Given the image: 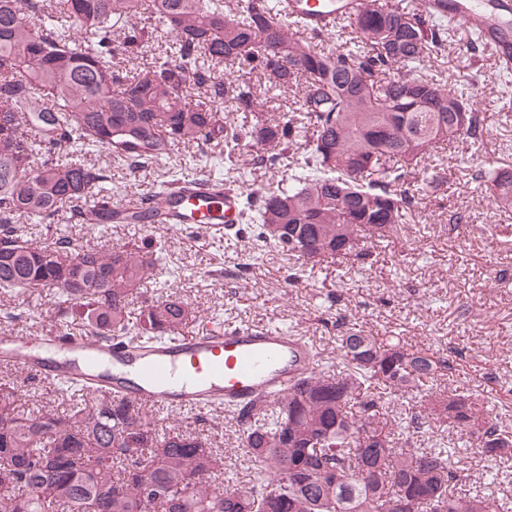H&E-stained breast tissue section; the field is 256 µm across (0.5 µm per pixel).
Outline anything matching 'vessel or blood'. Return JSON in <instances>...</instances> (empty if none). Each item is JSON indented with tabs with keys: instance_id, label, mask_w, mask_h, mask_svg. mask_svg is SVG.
Masks as SVG:
<instances>
[{
	"instance_id": "obj_1",
	"label": "vessel or blood",
	"mask_w": 512,
	"mask_h": 512,
	"mask_svg": "<svg viewBox=\"0 0 512 512\" xmlns=\"http://www.w3.org/2000/svg\"><path fill=\"white\" fill-rule=\"evenodd\" d=\"M361 0H282L283 12L301 32H332L337 15L356 13ZM165 231L202 222L232 229L237 196L202 180L192 192L173 189L163 202ZM309 342L275 326L224 327L208 323L201 333L147 346L104 349L84 338L51 329L26 343L0 336V362L55 381L75 377L100 391H121L156 410L201 412L239 408L287 391L310 369Z\"/></svg>"
}]
</instances>
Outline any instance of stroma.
<instances>
[{"mask_svg": "<svg viewBox=\"0 0 512 512\" xmlns=\"http://www.w3.org/2000/svg\"><path fill=\"white\" fill-rule=\"evenodd\" d=\"M453 28L455 36L439 52L434 68L447 77L449 87L476 95L486 135L477 148L453 144L450 155L512 165V117L502 108L512 71L470 45L468 23L457 21ZM173 163L136 171L111 167L112 190L124 197L155 189L170 179ZM455 211L469 214L471 223L450 224ZM25 231L39 244L61 233L98 247L153 238L166 261L185 266L182 276L164 272L160 278L168 294L194 309L196 319L186 328L190 335L212 318L228 326L273 323L309 339L323 364L335 371L344 368L336 337L352 326L402 336L413 347L429 342L437 352L454 348V381L496 404L499 423L512 429V211L496 210L473 191L461 170H452L447 184L419 199L397 234L371 248L366 258H329L302 272L295 258L277 250L245 264L252 243L247 233L215 238L202 224L169 233L137 224H70L62 219L29 224ZM63 303L62 296L46 292L0 298V313L22 315L12 324L0 321V334L41 335L55 327ZM155 422L206 433L229 455L240 446L236 417L218 410L201 416L160 413ZM441 435L459 444V433L445 429ZM458 458L467 489L495 502H512V460L500 465L506 479L492 483L485 477L484 458L460 444Z\"/></svg>", "mask_w": 512, "mask_h": 512, "instance_id": "35a3bbf8", "label": "stroma"}]
</instances>
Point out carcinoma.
<instances>
[{
  "label": "carcinoma",
  "instance_id": "1",
  "mask_svg": "<svg viewBox=\"0 0 512 512\" xmlns=\"http://www.w3.org/2000/svg\"><path fill=\"white\" fill-rule=\"evenodd\" d=\"M159 15L167 46L132 25ZM363 48L291 32L275 0L233 12L224 0H0V293L57 291L69 306L58 327L103 347L177 336L194 310L156 293L162 253L147 244L83 246L58 235L35 244L23 217L54 224L68 210L100 223L112 176L88 165L98 148L132 171L186 144L240 147L288 177L256 187L236 176L239 218L253 248L315 264L394 234L416 203V175L438 188L447 146L480 142L474 97L419 67L445 45L431 0H363L350 19ZM123 40L116 41V33ZM121 56L140 59L122 67ZM258 72L265 88L232 85L214 66ZM291 111L248 129L224 124L230 104L253 112L279 96ZM312 138H307L308 130ZM477 190L512 209V166H468ZM136 290L151 293L138 311ZM347 371L311 350L312 371L273 407L237 413L252 485L232 476L224 449L203 433L157 427L122 396L97 397L63 381L65 399L32 409L0 386V512H512L462 487L455 451L414 434L442 427L474 454L512 459V431L476 393L444 379L448 360L393 335L350 327L336 337ZM399 416L389 418L390 405ZM346 480L336 484L329 472Z\"/></svg>",
  "mask_w": 512,
  "mask_h": 512
}]
</instances>
